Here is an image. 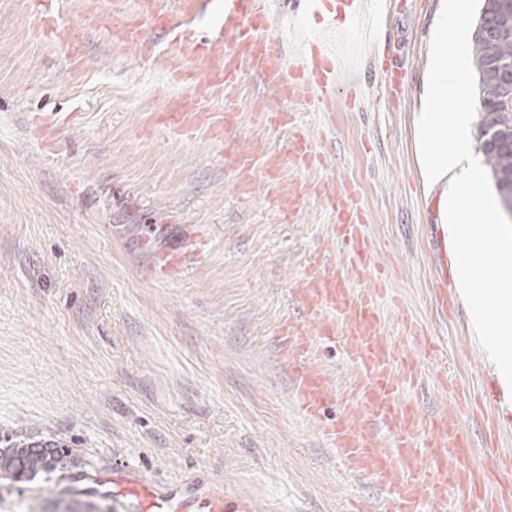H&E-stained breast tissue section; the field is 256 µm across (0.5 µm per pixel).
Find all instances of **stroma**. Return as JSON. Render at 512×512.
Listing matches in <instances>:
<instances>
[{"label": "stroma", "mask_w": 512, "mask_h": 512, "mask_svg": "<svg viewBox=\"0 0 512 512\" xmlns=\"http://www.w3.org/2000/svg\"><path fill=\"white\" fill-rule=\"evenodd\" d=\"M269 3L265 36L279 54L321 31V19L302 20V0ZM442 6L388 0L376 36L335 29L336 102L296 109L290 128L265 122L280 103L241 70L209 100L237 114L218 143L159 123L170 99L195 92L171 80L170 43L149 62L112 44L99 22L107 0H59L83 37L76 64L40 35L31 0H0V438L46 437L78 459L65 477L0 487V512L111 506L87 486L116 468L157 484H220L251 512H355L380 498L299 410L277 353L311 256L324 250L332 271L343 265L336 216L307 192L316 181L359 190L373 266L391 290L380 305L387 336L401 339L408 315L419 326L409 351L439 348L419 408L448 411L445 381L497 382L455 286L441 192L426 181L416 136ZM380 50L404 93L385 86ZM296 127L312 136L319 166L287 161ZM230 144L254 155L248 190ZM273 155L283 162L270 175ZM275 188L299 195L291 218ZM183 232L180 272L159 274L155 262Z\"/></svg>", "instance_id": "1"}]
</instances>
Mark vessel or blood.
Segmentation results:
<instances>
[{"instance_id": "b4317fda", "label": "vessel or blood", "mask_w": 512, "mask_h": 512, "mask_svg": "<svg viewBox=\"0 0 512 512\" xmlns=\"http://www.w3.org/2000/svg\"><path fill=\"white\" fill-rule=\"evenodd\" d=\"M44 21L72 54L81 50L76 30L65 26L53 0H37ZM119 18L110 29L114 45L135 48L143 60H151L155 45L148 31L170 38L177 48L172 67L176 82L191 85L194 105L175 104L166 113L169 126L185 135L206 131L223 139L232 113L206 109L208 97L223 88L225 34H232L243 60L258 73L281 102L270 120L284 125L289 105L330 108L336 100L338 81L333 54L325 41L312 39L305 52L283 60L269 41L257 32L269 29L271 15L266 0H224V20L213 38L198 37L188 20L198 0H174L161 9L157 0H119ZM344 20L350 28L377 27L376 16L366 11L367 0H341ZM294 165L309 166L317 160L309 133L297 131L288 144ZM314 193L339 217L332 236L347 256L346 273L333 274L323 258H316L310 274L292 291L301 310L298 319H288L277 336L281 360L294 372V390L300 409L312 420H321L325 407L341 401L342 417L324 427L331 446L352 474L374 480L385 492L380 512H428L429 506L445 503L449 491L460 496V512H512V455L501 448L500 416H487L481 426L486 464L474 461L475 449L458 419L470 409L469 385H450L449 413L428 415L402 395L416 387L422 376L421 354L408 353L402 344L383 334L377 303L380 287L362 295L347 288L348 274H370L375 251L373 239L364 231L363 213L354 191L332 182L317 183ZM339 343L353 366L352 384L336 393L322 374L303 367L302 359L323 341ZM371 421L387 431V438L366 431ZM114 512H225L224 493L211 486L192 483L181 488L151 487L133 472L112 473Z\"/></svg>"}]
</instances>
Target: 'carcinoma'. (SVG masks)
I'll use <instances>...</instances> for the list:
<instances>
[{"label": "carcinoma", "mask_w": 512, "mask_h": 512, "mask_svg": "<svg viewBox=\"0 0 512 512\" xmlns=\"http://www.w3.org/2000/svg\"><path fill=\"white\" fill-rule=\"evenodd\" d=\"M491 26V33L472 36V66L478 75L482 92H498L500 100L492 105H480L479 126L512 132V10L503 0H483L475 28ZM478 150L489 168L501 205L509 197L504 192L512 186V146L492 145L478 139ZM76 466L75 457L51 440H8L0 448V481L32 482L42 475L64 476Z\"/></svg>", "instance_id": "1"}]
</instances>
